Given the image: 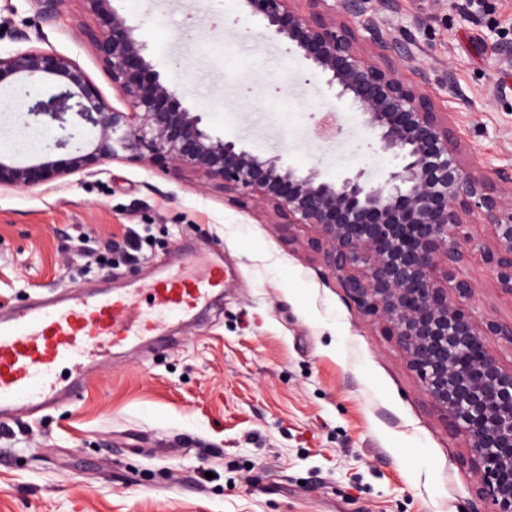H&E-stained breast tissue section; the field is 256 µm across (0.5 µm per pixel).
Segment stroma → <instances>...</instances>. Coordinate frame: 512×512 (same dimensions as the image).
Masks as SVG:
<instances>
[{
    "mask_svg": "<svg viewBox=\"0 0 512 512\" xmlns=\"http://www.w3.org/2000/svg\"><path fill=\"white\" fill-rule=\"evenodd\" d=\"M150 47L156 71L180 82L186 103L218 134L250 150L283 151L333 180L358 168L379 179L391 159L353 110L269 40L240 0H114ZM11 7L0 51L17 31L74 59L111 104L119 99L73 0L42 23L30 0ZM384 31L406 39L426 92L450 113L475 169L512 168V0H389ZM0 154L24 160L23 93L4 91ZM335 112L341 132L313 133ZM465 275L480 319H512L479 246L487 225L465 228ZM113 247L111 267L73 262V239ZM312 228L244 213L200 177L163 176L130 160L72 176L58 190H0V308L78 288H123L166 268L194 244L223 254L237 276L166 343L114 355L75 403L0 428V512H480L465 440L423 393L394 336L364 315L305 243ZM142 238L138 259L124 255Z\"/></svg>",
    "mask_w": 512,
    "mask_h": 512,
    "instance_id": "stroma-1",
    "label": "stroma"
}]
</instances>
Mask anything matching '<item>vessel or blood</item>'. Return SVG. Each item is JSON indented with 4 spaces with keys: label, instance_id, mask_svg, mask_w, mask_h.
Segmentation results:
<instances>
[{
    "label": "vessel or blood",
    "instance_id": "obj_1",
    "mask_svg": "<svg viewBox=\"0 0 512 512\" xmlns=\"http://www.w3.org/2000/svg\"><path fill=\"white\" fill-rule=\"evenodd\" d=\"M230 276L221 255L200 264L187 253L133 288L78 291L0 313V426L77 398L116 350L160 339L170 322L192 320Z\"/></svg>",
    "mask_w": 512,
    "mask_h": 512
}]
</instances>
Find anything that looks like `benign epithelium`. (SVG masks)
<instances>
[{"instance_id": "benign-epithelium-1", "label": "benign epithelium", "mask_w": 512, "mask_h": 512, "mask_svg": "<svg viewBox=\"0 0 512 512\" xmlns=\"http://www.w3.org/2000/svg\"><path fill=\"white\" fill-rule=\"evenodd\" d=\"M31 2L48 23L71 0ZM79 2L95 23L83 38L99 52L123 108L112 106L74 59L32 44L43 41L41 33L19 34L27 46L0 55V90L24 89L25 125L54 136L33 162L0 156V187L57 190L73 175L125 159L163 175L193 172L223 187L224 199L241 209L256 201L275 224L313 227L308 249L365 315L392 330L424 393L465 436L484 512H512V367L485 344L488 336L512 344V320H479L469 305L478 285L457 276L470 258L462 228L486 224L491 245L481 252L483 264L512 296V171L492 178L469 166L448 113L400 76L414 62L410 48L384 35L369 0H344L340 13L326 0H305V9L300 0H242L261 16L267 37L288 42L396 160L378 182L364 168L332 181L316 166L300 171L278 153L256 154L237 137L214 134L203 113L182 104L179 86L158 73L141 80L139 73L152 69L148 43L112 0ZM359 16L367 38L349 22ZM33 80L50 82L55 92L31 95ZM79 126L96 135L76 141ZM57 150L67 157L55 159Z\"/></svg>"}]
</instances>
